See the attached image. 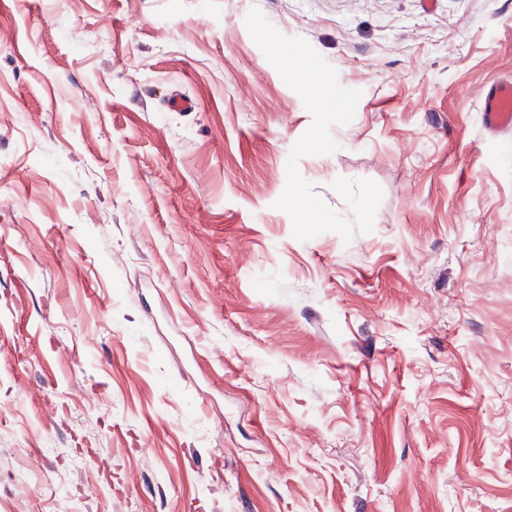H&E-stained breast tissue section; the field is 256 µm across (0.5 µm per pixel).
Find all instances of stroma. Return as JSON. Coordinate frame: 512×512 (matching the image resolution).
Instances as JSON below:
<instances>
[{
	"label": "stroma",
	"mask_w": 512,
	"mask_h": 512,
	"mask_svg": "<svg viewBox=\"0 0 512 512\" xmlns=\"http://www.w3.org/2000/svg\"><path fill=\"white\" fill-rule=\"evenodd\" d=\"M254 7L362 92L351 242ZM509 79L512 0H0V512H512ZM482 124L487 130L512 128V83L502 82L486 90L481 97Z\"/></svg>",
	"instance_id": "obj_1"
}]
</instances>
